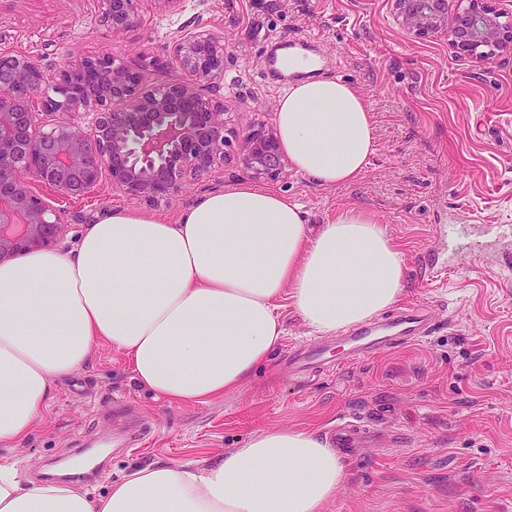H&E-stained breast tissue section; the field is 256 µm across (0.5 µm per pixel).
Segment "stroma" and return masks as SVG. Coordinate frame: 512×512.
<instances>
[{
    "label": "stroma",
    "instance_id": "35a3bbf8",
    "mask_svg": "<svg viewBox=\"0 0 512 512\" xmlns=\"http://www.w3.org/2000/svg\"><path fill=\"white\" fill-rule=\"evenodd\" d=\"M135 7L138 25L115 35L101 21L99 0H0V52L41 57L52 82L63 54L113 55L138 67L149 86L185 77L171 61L173 32L208 29L226 45L224 110L242 133L274 122L282 90L298 79L271 71L276 44L311 37L319 74L363 92L376 151L348 186H321L291 168L259 185L297 201L311 224L352 206L373 213L404 256L401 305L428 311L431 331L301 380L289 371L290 350L316 341L332 360L339 336L315 334L286 298L284 338L271 363L243 388L186 406L157 400L105 346L58 386L27 438L0 456L23 459L32 478L48 468L62 473L78 444L102 447L110 463L85 484L98 494L134 466L204 462L265 429L311 427L328 438L352 424L366 442L344 455L348 480L325 512H512V245L494 251L469 236L459 266L429 270L442 249L437 225H512V53L455 61L445 34L416 38L402 28L392 0H137ZM245 180L228 161L167 204L128 201L105 182L88 199L55 206L74 240L114 211L175 221L197 199ZM134 424L142 444L103 446Z\"/></svg>",
    "mask_w": 512,
    "mask_h": 512
}]
</instances>
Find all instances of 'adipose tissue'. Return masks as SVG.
Returning a JSON list of instances; mask_svg holds the SVG:
<instances>
[{
	"label": "adipose tissue",
	"mask_w": 512,
	"mask_h": 512,
	"mask_svg": "<svg viewBox=\"0 0 512 512\" xmlns=\"http://www.w3.org/2000/svg\"><path fill=\"white\" fill-rule=\"evenodd\" d=\"M275 121L291 167L321 186L359 181L375 151L364 96L334 77L289 85ZM403 284L399 246L362 209L314 228L288 196L242 183L173 224L110 213L75 248L0 263V447L31 432L57 384L101 345L157 398L206 404L271 362L283 296L331 334L396 304ZM346 480L317 431L276 428L202 464L138 466L97 496L32 482L0 459V512H323Z\"/></svg>",
	"instance_id": "adipose-tissue-1"
}]
</instances>
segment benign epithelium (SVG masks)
Wrapping results in <instances>:
<instances>
[{
	"instance_id": "benign-epithelium-1",
	"label": "benign epithelium",
	"mask_w": 512,
	"mask_h": 512,
	"mask_svg": "<svg viewBox=\"0 0 512 512\" xmlns=\"http://www.w3.org/2000/svg\"><path fill=\"white\" fill-rule=\"evenodd\" d=\"M448 19V0H394L397 18L419 37L449 31L459 59L512 49V24L491 0H466ZM102 21L121 34L136 27L135 0H102ZM172 61L186 79L143 88L122 59L86 57L60 65L44 91L42 60L0 55V263L52 249L69 225L34 190L42 183L66 199H82L107 180L129 201L168 202L190 178L233 157L254 178L281 174L287 161L276 127L232 141L224 123V41L181 28L170 38ZM85 113L87 121H41V113Z\"/></svg>"
}]
</instances>
